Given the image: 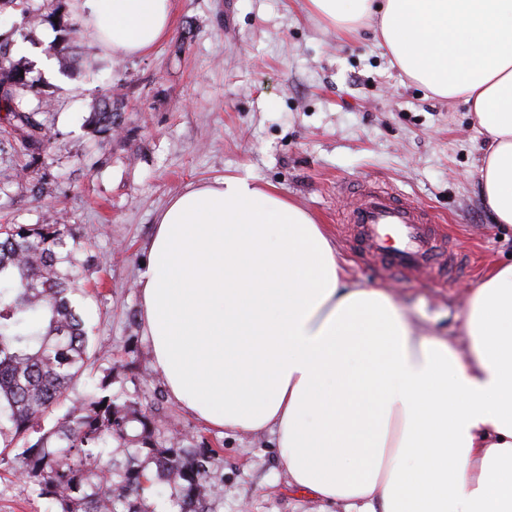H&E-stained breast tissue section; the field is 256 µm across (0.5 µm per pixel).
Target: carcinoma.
Returning a JSON list of instances; mask_svg holds the SVG:
<instances>
[{"label":"carcinoma","instance_id":"1","mask_svg":"<svg viewBox=\"0 0 512 512\" xmlns=\"http://www.w3.org/2000/svg\"><path fill=\"white\" fill-rule=\"evenodd\" d=\"M22 68L0 73V122L32 167L48 142L41 112L23 106ZM122 126L114 103L95 113V131ZM88 237L76 224H0V464L12 462L20 480L55 512H158L143 495L160 484L169 512H210L220 483L210 471L215 450L178 448L157 439L151 418L136 414L100 383L87 385L103 345L79 288L90 266ZM82 391H77L79 384ZM137 420L139 448L116 471Z\"/></svg>","mask_w":512,"mask_h":512}]
</instances>
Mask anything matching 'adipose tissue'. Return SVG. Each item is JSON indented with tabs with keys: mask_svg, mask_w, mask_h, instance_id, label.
<instances>
[{
	"mask_svg": "<svg viewBox=\"0 0 512 512\" xmlns=\"http://www.w3.org/2000/svg\"><path fill=\"white\" fill-rule=\"evenodd\" d=\"M377 31L400 71L461 99L485 137L483 203L512 224V0H309ZM115 61L174 28L173 0H81ZM140 277L170 396L220 432L273 435L289 486L345 512H512V263L472 288L464 343L352 284L325 225L251 175L188 188Z\"/></svg>",
	"mask_w": 512,
	"mask_h": 512,
	"instance_id": "adipose-tissue-1",
	"label": "adipose tissue"
}]
</instances>
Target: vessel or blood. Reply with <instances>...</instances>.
<instances>
[{
	"instance_id": "1",
	"label": "vessel or blood",
	"mask_w": 512,
	"mask_h": 512,
	"mask_svg": "<svg viewBox=\"0 0 512 512\" xmlns=\"http://www.w3.org/2000/svg\"><path fill=\"white\" fill-rule=\"evenodd\" d=\"M352 191L358 202L343 222L360 249L399 276L431 268L453 279L465 252L447 241L440 218L428 207L367 180Z\"/></svg>"
}]
</instances>
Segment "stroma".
<instances>
[{
	"mask_svg": "<svg viewBox=\"0 0 512 512\" xmlns=\"http://www.w3.org/2000/svg\"><path fill=\"white\" fill-rule=\"evenodd\" d=\"M171 36L116 64L88 35L69 40L76 0H5L0 42L28 71V107L53 136L34 168V199L13 140L0 136V221L78 224L90 238L87 304L107 352L97 378L125 394L183 447L208 439L222 477L217 512H342L288 486L269 434H222L171 399L155 370L139 278L157 214L188 187L251 174L326 224L351 279L388 288L426 333L462 332L467 292L512 255L479 190L484 136L467 105L408 81L372 29L352 36L308 0H174ZM121 101V131L89 120L105 94ZM367 178L419 201L468 253L453 281L390 276L358 254L341 220L349 184ZM0 512H52L0 465Z\"/></svg>",
	"mask_w": 512,
	"mask_h": 512,
	"instance_id": "obj_1",
	"label": "stroma"
}]
</instances>
